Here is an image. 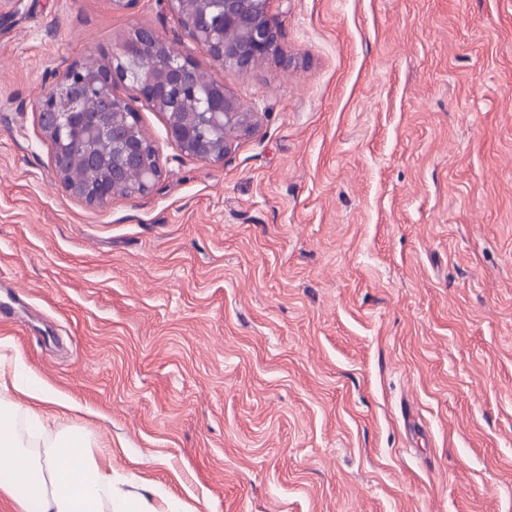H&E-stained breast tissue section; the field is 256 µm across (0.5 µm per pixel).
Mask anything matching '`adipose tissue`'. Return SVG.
<instances>
[{"mask_svg":"<svg viewBox=\"0 0 512 512\" xmlns=\"http://www.w3.org/2000/svg\"><path fill=\"white\" fill-rule=\"evenodd\" d=\"M45 399L23 361L0 354V493L19 512H156L147 500L116 494L111 459L96 455L85 434L59 424L71 403L46 414L37 408Z\"/></svg>","mask_w":512,"mask_h":512,"instance_id":"obj_1","label":"adipose tissue"}]
</instances>
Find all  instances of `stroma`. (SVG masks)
<instances>
[{
  "label": "stroma",
  "mask_w": 512,
  "mask_h": 512,
  "mask_svg": "<svg viewBox=\"0 0 512 512\" xmlns=\"http://www.w3.org/2000/svg\"><path fill=\"white\" fill-rule=\"evenodd\" d=\"M222 68L160 0H0V322L124 494L184 512H512V0H272ZM137 27L256 113L146 196L65 191L34 110ZM46 405V412L54 407Z\"/></svg>",
  "instance_id": "1"
}]
</instances>
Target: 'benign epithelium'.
<instances>
[{"label":"benign epithelium","instance_id":"1","mask_svg":"<svg viewBox=\"0 0 512 512\" xmlns=\"http://www.w3.org/2000/svg\"><path fill=\"white\" fill-rule=\"evenodd\" d=\"M271 0H164L185 36L199 45L215 62L247 74L279 45L280 32L270 16ZM130 82L138 98L164 113L170 141L189 157L222 163L234 143L256 129V115L241 108L224 82L204 77L190 58L176 56L162 44L151 57L144 54L141 37L132 34L112 50L106 64L88 69L80 62L66 67L38 101V124L51 147L54 172L64 188L88 206H102L118 195V186L136 174L137 196L151 193L161 178L155 145L146 134L140 114L115 90L116 81ZM207 84L204 108L198 113L201 126L220 128L225 135L204 140L197 128L183 122L176 112L166 111L172 88L192 90ZM85 128L92 141L112 142V156L87 148L77 154L63 144L68 117ZM75 167L89 178L70 179Z\"/></svg>","mask_w":512,"mask_h":512}]
</instances>
